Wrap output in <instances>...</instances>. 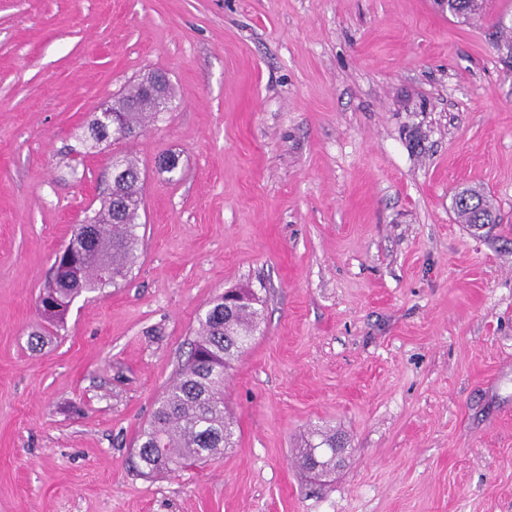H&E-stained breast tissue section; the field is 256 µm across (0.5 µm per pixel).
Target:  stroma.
<instances>
[{"label":"stroma","mask_w":512,"mask_h":512,"mask_svg":"<svg viewBox=\"0 0 512 512\" xmlns=\"http://www.w3.org/2000/svg\"><path fill=\"white\" fill-rule=\"evenodd\" d=\"M154 71L159 120L72 160ZM127 155L137 261L50 326L55 255ZM464 186L497 223L459 222ZM236 288L264 319L224 376L234 447L141 475ZM317 430L345 446L318 478ZM0 512H512V0L470 25L434 0H0Z\"/></svg>","instance_id":"35a3bbf8"}]
</instances>
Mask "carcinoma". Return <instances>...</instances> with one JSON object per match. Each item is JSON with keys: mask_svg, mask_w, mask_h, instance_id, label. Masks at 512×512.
Wrapping results in <instances>:
<instances>
[{"mask_svg": "<svg viewBox=\"0 0 512 512\" xmlns=\"http://www.w3.org/2000/svg\"><path fill=\"white\" fill-rule=\"evenodd\" d=\"M485 0H447L448 13L465 24L477 21ZM112 108L123 112L129 137L158 116L154 100L142 83L127 87L113 98ZM124 173L112 180V188L100 208L73 231L69 261L81 275L60 273L38 295L37 308L52 325L64 323L72 302L83 293L118 285L135 262L142 180L132 159L124 161ZM453 208L463 224H494L496 215L486 196L473 188H463L453 197ZM112 271V283L99 273ZM254 303L224 309V297L212 302L199 319V330L187 361L158 402L151 421L137 438V456L147 473L185 467L224 454L234 445V430L224 407V373L248 349L261 321ZM299 461L305 470L320 464L319 473L336 467V434L314 433Z\"/></svg>", "mask_w": 512, "mask_h": 512, "instance_id": "cac0c4a2", "label": "carcinoma"}]
</instances>
